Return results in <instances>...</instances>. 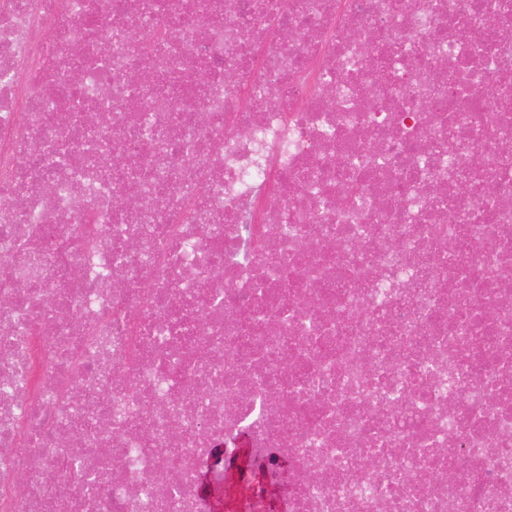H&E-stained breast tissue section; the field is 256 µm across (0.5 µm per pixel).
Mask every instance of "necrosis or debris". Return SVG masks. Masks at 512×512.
<instances>
[{"label": "necrosis or debris", "instance_id": "1", "mask_svg": "<svg viewBox=\"0 0 512 512\" xmlns=\"http://www.w3.org/2000/svg\"><path fill=\"white\" fill-rule=\"evenodd\" d=\"M267 498L512 512V0H0V512Z\"/></svg>", "mask_w": 512, "mask_h": 512}]
</instances>
